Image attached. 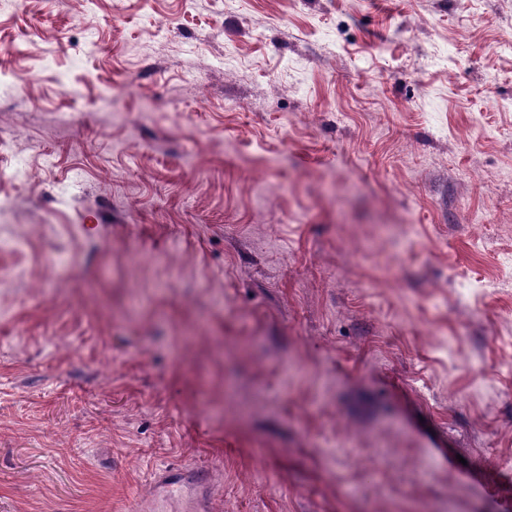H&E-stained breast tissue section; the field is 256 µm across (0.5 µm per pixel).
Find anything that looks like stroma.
Here are the masks:
<instances>
[{
	"instance_id": "stroma-1",
	"label": "stroma",
	"mask_w": 512,
	"mask_h": 512,
	"mask_svg": "<svg viewBox=\"0 0 512 512\" xmlns=\"http://www.w3.org/2000/svg\"><path fill=\"white\" fill-rule=\"evenodd\" d=\"M1 128L0 512H512V0H0ZM154 488L153 508L167 512L178 504L187 512L210 510L206 491L210 485L209 471L198 466H164L151 477Z\"/></svg>"
}]
</instances>
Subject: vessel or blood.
<instances>
[{"label": "vessel or blood", "instance_id": "b4317fda", "mask_svg": "<svg viewBox=\"0 0 512 512\" xmlns=\"http://www.w3.org/2000/svg\"><path fill=\"white\" fill-rule=\"evenodd\" d=\"M151 481L155 512H167L175 504L181 505L184 512H208V470L198 466H165L153 472Z\"/></svg>", "mask_w": 512, "mask_h": 512}]
</instances>
